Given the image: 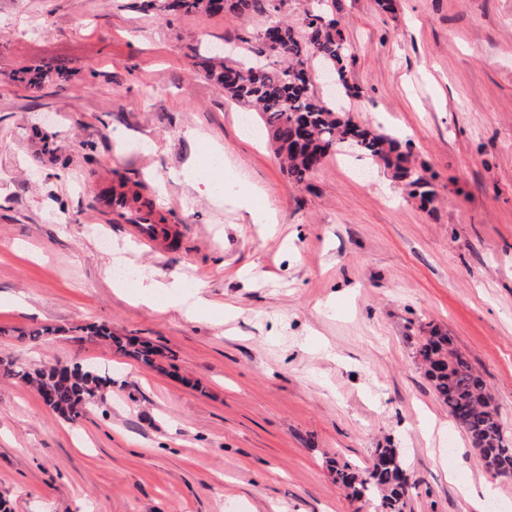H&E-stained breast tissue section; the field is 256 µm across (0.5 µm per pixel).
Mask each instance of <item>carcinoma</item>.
I'll return each mask as SVG.
<instances>
[{
	"label": "carcinoma",
	"mask_w": 512,
	"mask_h": 512,
	"mask_svg": "<svg viewBox=\"0 0 512 512\" xmlns=\"http://www.w3.org/2000/svg\"><path fill=\"white\" fill-rule=\"evenodd\" d=\"M283 0H166L172 14L243 15L258 10L266 15L253 47L255 58L246 64L226 63L215 56L198 57V71L224 93L257 112L267 139L281 158L288 178L303 184L320 163L345 142L369 156L402 183L409 198L425 208L434 202L431 182L411 164L410 153L388 134L361 127L331 109L310 90V59L336 74V85L350 97L360 91L346 76L347 48L339 28L329 19L326 0H313L299 25L281 14ZM48 66L28 68L9 80L39 92L52 81ZM88 336L106 341L139 363L158 367L160 351L147 340L114 336L104 325L84 327ZM416 358L436 395L448 405V414L469 436L487 468L498 475H512V439L506 438L498 409L491 403L486 384L470 359L451 338L434 331L416 349ZM4 374L35 386L46 395L45 404L60 417L74 420L102 400V387L111 378L93 366H76L70 375H59L56 366L31 369L9 362ZM404 463L395 448H378L371 466L336 465L335 481L356 502L370 504L374 512H404L412 485L401 480Z\"/></svg>",
	"instance_id": "cac0c4a2"
}]
</instances>
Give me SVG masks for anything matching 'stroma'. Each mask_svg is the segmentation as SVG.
<instances>
[{
  "label": "stroma",
  "instance_id": "35a3bbf8",
  "mask_svg": "<svg viewBox=\"0 0 512 512\" xmlns=\"http://www.w3.org/2000/svg\"><path fill=\"white\" fill-rule=\"evenodd\" d=\"M133 0H0V358L96 363L103 404L76 420L0 374V500L11 512H355L332 461L403 455L405 512H512L415 351L451 337L512 437V0H335L361 95L345 111L398 136L436 191L421 208L380 166L329 154L282 171L244 108L195 66L248 57L264 17L143 13ZM47 64L34 96L10 72ZM277 220L183 173L201 146ZM124 183L182 232L143 250L98 215ZM140 268L188 304L147 305ZM162 353L141 366L83 333ZM39 338H32L34 330ZM489 485L481 505L468 486ZM88 336L109 342L117 351L130 357L142 365L156 368L159 367L157 357L160 351L148 340H140L136 337L113 336L109 328L104 325L89 324L83 328Z\"/></svg>",
  "mask_w": 512,
  "mask_h": 512
}]
</instances>
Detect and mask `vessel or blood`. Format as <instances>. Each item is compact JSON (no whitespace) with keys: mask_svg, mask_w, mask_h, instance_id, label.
I'll return each instance as SVG.
<instances>
[{"mask_svg":"<svg viewBox=\"0 0 512 512\" xmlns=\"http://www.w3.org/2000/svg\"><path fill=\"white\" fill-rule=\"evenodd\" d=\"M101 211L111 221L123 226L125 233L147 250H158L172 238L171 232L156 224L152 212L133 206L128 193L114 186L101 195Z\"/></svg>","mask_w":512,"mask_h":512,"instance_id":"obj_1","label":"vessel or blood"}]
</instances>
